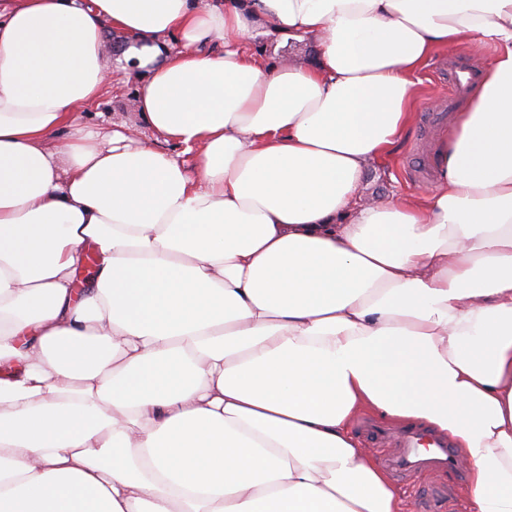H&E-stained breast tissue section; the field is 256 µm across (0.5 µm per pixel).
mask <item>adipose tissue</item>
I'll use <instances>...</instances> for the list:
<instances>
[{
	"label": "adipose tissue",
	"instance_id": "obj_1",
	"mask_svg": "<svg viewBox=\"0 0 512 512\" xmlns=\"http://www.w3.org/2000/svg\"><path fill=\"white\" fill-rule=\"evenodd\" d=\"M107 24L141 123L102 134ZM489 45L434 183L359 202ZM365 411L512 512V0H0V512H404ZM495 55L492 46H487L479 62L465 48L451 51H438L429 62L428 66L420 73L419 100L414 109L413 119L396 144L392 155L388 160L371 163L363 176L358 195L362 202L371 198L408 197L417 198L433 176L423 179L417 172V158L423 154L430 163V150L435 140H441L458 123L461 112L466 107V96L458 106L449 112L455 104L458 95L464 93L473 82L476 73L472 68L462 64L448 61L462 62L468 66H474L480 75L481 68L488 66ZM444 68H448V76ZM447 74V73H446ZM448 78V79H447ZM449 84V92H448ZM444 96H448L445 97ZM441 107L436 112H429L436 104ZM425 112H427L425 114ZM424 114L427 126H433L440 122L446 124L429 131L424 123Z\"/></svg>",
	"mask_w": 512,
	"mask_h": 512
}]
</instances>
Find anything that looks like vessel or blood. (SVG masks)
<instances>
[{"mask_svg": "<svg viewBox=\"0 0 512 512\" xmlns=\"http://www.w3.org/2000/svg\"><path fill=\"white\" fill-rule=\"evenodd\" d=\"M476 76L475 71L462 64L448 67L449 92L438 111L426 113L427 125L446 121L458 95L464 93ZM362 429L376 444L391 443L392 449L384 459L388 469L400 474L443 472L448 483L427 489L419 501V512H441L443 503L454 502L457 486L463 480L453 442L448 435L422 429L417 425L391 428L373 420L364 421Z\"/></svg>", "mask_w": 512, "mask_h": 512, "instance_id": "vessel-or-blood-1", "label": "vessel or blood"}]
</instances>
